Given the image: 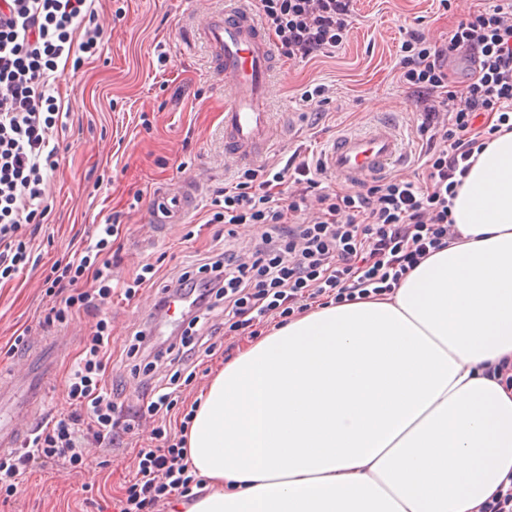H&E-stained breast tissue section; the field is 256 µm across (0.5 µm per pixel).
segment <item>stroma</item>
I'll return each instance as SVG.
<instances>
[{
  "label": "stroma",
  "mask_w": 512,
  "mask_h": 512,
  "mask_svg": "<svg viewBox=\"0 0 512 512\" xmlns=\"http://www.w3.org/2000/svg\"><path fill=\"white\" fill-rule=\"evenodd\" d=\"M495 2L451 0L445 7L439 0H354L353 27L342 48L308 62L279 57L269 103L279 144L263 164L281 168L296 153L319 160L336 134L387 121L409 145L402 175L414 178L426 139L418 131L422 118L414 101L397 82L395 65L406 33L417 30L443 43L469 10ZM93 7L101 34L98 54L49 79L70 117L57 133L60 167L45 185L52 214L34 241L38 262L0 283V371L16 360L9 347L19 332L45 335L42 321L52 300L42 281L93 225L111 218L122 224L113 246L121 254L115 273L125 280L146 263L163 277L181 271L196 255L224 244L218 225L207 221V209L213 191L230 185L236 171L224 165V89L195 35L199 6L195 0H94ZM319 84L329 93L317 110L302 94ZM202 169L211 176L196 192L193 211L182 223L160 225L153 242L143 243L154 194L176 191ZM154 295L151 288L129 301L116 294L104 308L112 320L111 382L127 410L139 406L148 378L133 373L129 349ZM93 323L84 313L73 315L67 327L72 343L58 363L41 421L70 412L64 382ZM152 428L151 421H141L131 447L95 452L93 465L79 471L32 468L16 494L0 493V512H114L112 499L134 475L137 448L149 444ZM94 481L101 490L84 491V483Z\"/></svg>",
  "instance_id": "stroma-1"
}]
</instances>
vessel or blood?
Wrapping results in <instances>:
<instances>
[{"label":"vessel or blood","mask_w":512,"mask_h":512,"mask_svg":"<svg viewBox=\"0 0 512 512\" xmlns=\"http://www.w3.org/2000/svg\"><path fill=\"white\" fill-rule=\"evenodd\" d=\"M201 35L224 86V159L230 164L256 160L277 145L268 110L275 67L271 44L250 0H224L221 11L204 15ZM403 156L401 135L380 122L364 133L338 135L321 161L330 175L357 186L400 166ZM194 200L189 188L158 198L153 223H177ZM53 375V368L41 364L0 381V454L24 445Z\"/></svg>","instance_id":"vessel-or-blood-1"}]
</instances>
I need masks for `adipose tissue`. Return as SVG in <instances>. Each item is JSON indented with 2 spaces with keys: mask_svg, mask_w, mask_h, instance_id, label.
Returning <instances> with one entry per match:
<instances>
[{
  "mask_svg": "<svg viewBox=\"0 0 512 512\" xmlns=\"http://www.w3.org/2000/svg\"><path fill=\"white\" fill-rule=\"evenodd\" d=\"M458 236L393 295L319 306L212 378L170 512H475L512 472V129L470 168Z\"/></svg>",
  "mask_w": 512,
  "mask_h": 512,
  "instance_id": "ef3b65f1",
  "label": "adipose tissue"
}]
</instances>
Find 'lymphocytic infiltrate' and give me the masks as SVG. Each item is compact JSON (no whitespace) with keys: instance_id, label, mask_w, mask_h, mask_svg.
<instances>
[{"instance_id":"f902f5d3","label":"lymphocytic infiltrate","mask_w":512,"mask_h":512,"mask_svg":"<svg viewBox=\"0 0 512 512\" xmlns=\"http://www.w3.org/2000/svg\"><path fill=\"white\" fill-rule=\"evenodd\" d=\"M254 7L291 60L335 51L351 29L352 0H255ZM93 19L92 0H0V282L29 266L30 231L49 221L44 184L58 166L53 140L64 112L47 79L61 59L97 54L100 32ZM462 48L471 74L453 90L447 64ZM397 73L425 114L419 128L427 144L425 179L379 177L338 191L324 187L305 159L277 171L248 168L210 201V223L224 227V249L217 255L164 279L147 264L133 282H117L112 241L122 227L110 222L95 225L72 255L54 264L43 280L54 299L46 324L67 326L76 312L96 322L67 373L71 413L36 428L22 450L0 455V492H16L35 465L77 469L88 443L107 453L123 446L131 427L121 424L107 383L112 326L101 316L113 292L130 300L144 288L156 289L158 312L171 296L187 297L190 325L219 308L225 331L241 335L257 325L288 322L313 302L391 295L421 261L454 239L453 200L492 136L475 122L488 113L512 112V0L469 12L439 46L409 33ZM241 224L262 229L246 259L234 246ZM135 340L150 357L145 371L162 358L169 371L151 387L145 408L158 422L157 443L138 451L119 512H158L165 500L191 498L204 486L190 470L184 440L172 439L166 424L178 410L180 428L188 430L194 412L178 408L182 382L193 377L198 353L215 352L217 345L186 335L159 341L144 330Z\"/></svg>"}]
</instances>
